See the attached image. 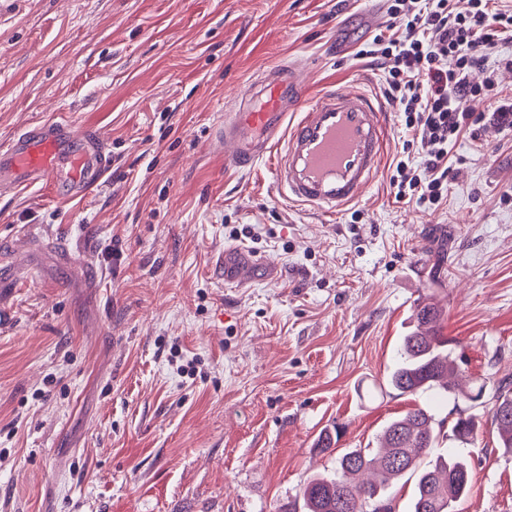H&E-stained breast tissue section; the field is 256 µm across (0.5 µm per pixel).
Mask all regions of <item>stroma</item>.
<instances>
[{
    "instance_id": "35a3bbf8",
    "label": "stroma",
    "mask_w": 512,
    "mask_h": 512,
    "mask_svg": "<svg viewBox=\"0 0 512 512\" xmlns=\"http://www.w3.org/2000/svg\"><path fill=\"white\" fill-rule=\"evenodd\" d=\"M371 7L0 0V143L64 114L112 155L86 198L0 194V257L18 265L0 286V512H280L392 418L471 408L386 386L423 298L464 375L512 383V132L451 145L437 208L394 198L396 116L380 174L333 219L289 203L270 160L224 165L216 129L263 67L381 97L357 56ZM229 224L268 260L248 288L215 265ZM474 411L457 512H512V460Z\"/></svg>"
}]
</instances>
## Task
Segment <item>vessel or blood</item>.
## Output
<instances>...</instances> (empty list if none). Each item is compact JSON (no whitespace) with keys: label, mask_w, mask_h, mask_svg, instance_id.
Instances as JSON below:
<instances>
[{"label":"vessel or blood","mask_w":512,"mask_h":512,"mask_svg":"<svg viewBox=\"0 0 512 512\" xmlns=\"http://www.w3.org/2000/svg\"><path fill=\"white\" fill-rule=\"evenodd\" d=\"M294 65L263 69L248 83L219 135L231 144L226 165L247 169L273 157L277 189L288 201L333 217L358 200L381 170L391 114L357 85L329 86L307 97ZM109 161L104 141L89 128L53 120L0 144V192L45 184L79 197ZM257 256L225 249L218 260L225 284L251 285Z\"/></svg>","instance_id":"b4317fda"}]
</instances>
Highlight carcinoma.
I'll use <instances>...</instances> for the list:
<instances>
[{"label":"carcinoma","instance_id":"1","mask_svg":"<svg viewBox=\"0 0 512 512\" xmlns=\"http://www.w3.org/2000/svg\"><path fill=\"white\" fill-rule=\"evenodd\" d=\"M445 310L423 300L415 308V328L402 337L397 360L386 383L401 394L416 395L437 390L445 395L480 403L487 381L471 380L465 391L456 383L458 367L448 352V340L438 325ZM491 423L497 431L501 456L512 458V391L498 387L489 399ZM442 424L426 409H415L390 420L381 430L374 448H351L336 458V470L312 476L302 489L298 504L286 512H392L388 490L408 476L414 479L410 512H455L470 492V472L464 449L448 448L423 462L438 443ZM478 431L474 414H458L451 437L471 443Z\"/></svg>","mask_w":512,"mask_h":512}]
</instances>
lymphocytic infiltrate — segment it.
Returning <instances> with one entry per match:
<instances>
[{
  "label": "lymphocytic infiltrate",
  "instance_id": "f902f5d3",
  "mask_svg": "<svg viewBox=\"0 0 512 512\" xmlns=\"http://www.w3.org/2000/svg\"><path fill=\"white\" fill-rule=\"evenodd\" d=\"M391 19L358 56L385 73L384 95L400 112L408 133L403 159L390 186L397 201L442 203L451 172L448 147L459 136L512 130V100L499 97L490 56L512 33V11L491 9L490 0H386ZM485 72L482 83L470 81ZM489 99V112L464 103Z\"/></svg>",
  "mask_w": 512,
  "mask_h": 512
}]
</instances>
